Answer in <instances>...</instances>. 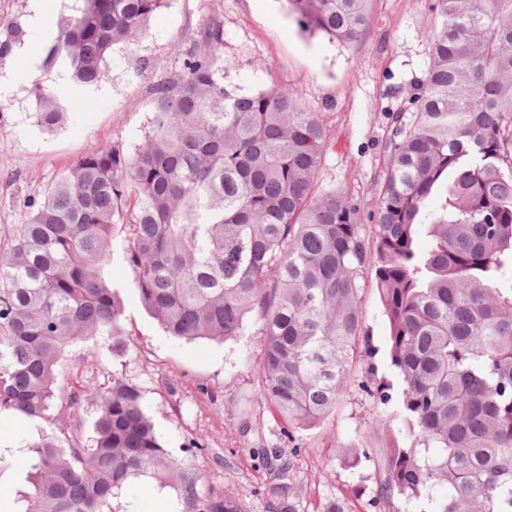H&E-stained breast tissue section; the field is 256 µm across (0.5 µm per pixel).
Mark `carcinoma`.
<instances>
[{
  "mask_svg": "<svg viewBox=\"0 0 512 512\" xmlns=\"http://www.w3.org/2000/svg\"><path fill=\"white\" fill-rule=\"evenodd\" d=\"M302 31L348 44L371 24V0H287ZM167 0H84L45 66L93 90L116 45L149 34ZM426 75L391 116L373 233L344 189L319 188L329 148L321 113L290 90L225 82L224 28L197 34L177 79L154 85L151 129L134 153L107 145L76 159L0 254V413L45 426L0 469L27 462L24 512H112L133 476L175 486L198 512H237L201 495L164 448L143 392L123 376L100 389L63 368L75 342L126 346L122 306L104 267L122 235L142 305L174 339H227L253 319L263 336L260 395L290 430L319 424L342 400L361 347L368 276L389 327L396 404L372 452L378 501L429 512H512V0H434ZM46 127L65 109L38 88ZM432 246L423 252L418 239ZM98 418L86 443L78 413ZM442 485L446 492L433 495Z\"/></svg>",
  "mask_w": 512,
  "mask_h": 512,
  "instance_id": "obj_1",
  "label": "carcinoma"
}]
</instances>
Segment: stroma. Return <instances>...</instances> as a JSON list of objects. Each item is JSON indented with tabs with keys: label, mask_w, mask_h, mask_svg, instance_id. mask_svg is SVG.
Returning a JSON list of instances; mask_svg holds the SVG:
<instances>
[{
	"label": "stroma",
	"mask_w": 512,
	"mask_h": 512,
	"mask_svg": "<svg viewBox=\"0 0 512 512\" xmlns=\"http://www.w3.org/2000/svg\"><path fill=\"white\" fill-rule=\"evenodd\" d=\"M83 0H0V43L21 32L24 53L0 54V249H9L27 214L24 200L41 199L79 156L110 144L136 150L150 130L152 85L177 78L183 53L199 29L224 27L221 53L234 68L230 81L247 89L272 85L292 90L321 112L330 147L321 188H343L364 213L376 209V180L389 115L426 73V32L435 22L431 0H372V25L361 42L346 44L301 32L281 0H169L151 21L150 33L114 48L109 80L90 92L75 90L43 59L61 19L76 15ZM146 60L145 70L132 58ZM54 90L66 117L55 129L38 117L35 86ZM105 275L123 307L126 347L98 336L72 345L67 362L99 387L113 376L136 383L146 410L169 452L197 479L200 493L214 489L240 512H389L376 504L383 476L379 457L349 467L338 452L350 439L377 448L395 412L375 402L362 382H396L388 356L389 328L374 288L362 304L363 332L372 357H356L352 379L336 410L320 424L283 436L272 407L258 391L254 368L262 338L255 324L221 342H177L164 335L141 304L133 274L113 254ZM201 450H193V443ZM281 447L282 457L264 456ZM288 475L279 478L281 463ZM170 512H194L173 488L146 477L132 480L112 500V512H154L157 497Z\"/></svg>",
	"instance_id": "obj_1"
}]
</instances>
